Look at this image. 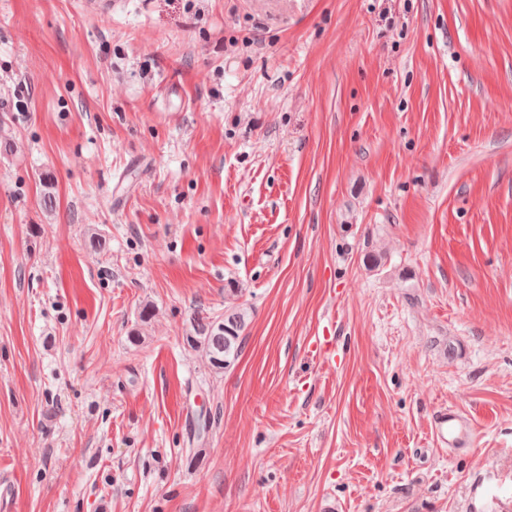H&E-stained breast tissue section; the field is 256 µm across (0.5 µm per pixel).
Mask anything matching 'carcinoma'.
<instances>
[{
  "label": "carcinoma",
  "instance_id": "1",
  "mask_svg": "<svg viewBox=\"0 0 512 512\" xmlns=\"http://www.w3.org/2000/svg\"><path fill=\"white\" fill-rule=\"evenodd\" d=\"M196 335L190 341L203 349L212 368L224 369L235 362L242 351L243 332L247 327L246 312L238 306L224 311V318L213 319L204 314L195 317Z\"/></svg>",
  "mask_w": 512,
  "mask_h": 512
}]
</instances>
